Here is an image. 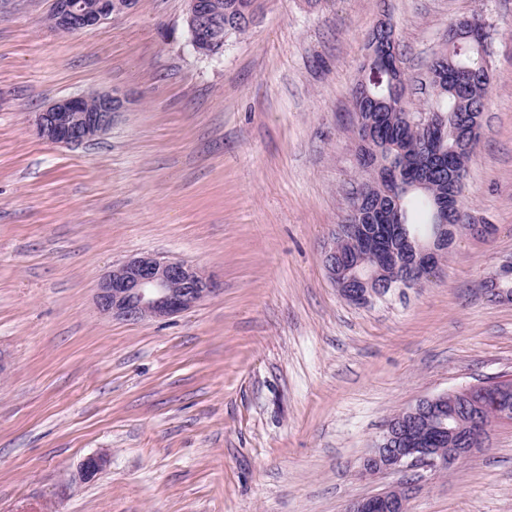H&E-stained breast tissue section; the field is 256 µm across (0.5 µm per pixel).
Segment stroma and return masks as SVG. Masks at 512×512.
<instances>
[{
    "instance_id": "1",
    "label": "stroma",
    "mask_w": 512,
    "mask_h": 512,
    "mask_svg": "<svg viewBox=\"0 0 512 512\" xmlns=\"http://www.w3.org/2000/svg\"><path fill=\"white\" fill-rule=\"evenodd\" d=\"M51 4L0 0V512H345L399 480L359 470L389 416L512 377V301L483 289L512 261V0H258L212 59L185 0L72 35ZM473 17L490 88L462 210L495 233L351 303L322 249L359 177L367 36L390 20L413 76ZM112 88L133 103L101 138L33 133L53 100ZM141 253L220 289L166 321L101 316V278ZM409 512H512V422Z\"/></svg>"
}]
</instances>
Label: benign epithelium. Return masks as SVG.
<instances>
[{"label":"benign epithelium","mask_w":512,"mask_h":512,"mask_svg":"<svg viewBox=\"0 0 512 512\" xmlns=\"http://www.w3.org/2000/svg\"><path fill=\"white\" fill-rule=\"evenodd\" d=\"M136 4L137 0H52V11L59 27L80 33L114 15L133 11ZM185 22L195 53L214 57L207 49L206 38L211 29L224 24V15L214 9L210 0H186ZM375 30L377 33L367 41L366 53L372 58H394L396 41L390 23L382 21ZM128 103L126 95L117 89L61 97L35 113L34 129L40 138L52 144L80 147L111 129ZM459 219L458 212L443 207L440 224L429 240H408L401 254L390 257L404 272L403 280L396 284L383 287L374 272H352L344 264L336 263V244L331 241L324 248V266L345 299L365 304L394 287L420 284L440 263L443 246L448 244V225ZM511 270L512 265L506 264L488 281L487 292L492 298L512 299L511 292L499 287L502 275ZM217 289L216 282L201 269L181 260L147 254L114 267L97 288L96 304L99 312L108 317L132 322L157 321L191 309ZM477 394L497 399L508 396L512 394V378L424 397L401 411L400 417L386 422L362 459L360 470L366 475L397 473L401 479L378 493L353 500L346 512H407L421 472L449 470L482 446L490 427L474 422L464 447H446L448 402ZM106 463L104 454L86 457L79 466L78 479L84 483L93 481Z\"/></svg>","instance_id":"1"}]
</instances>
